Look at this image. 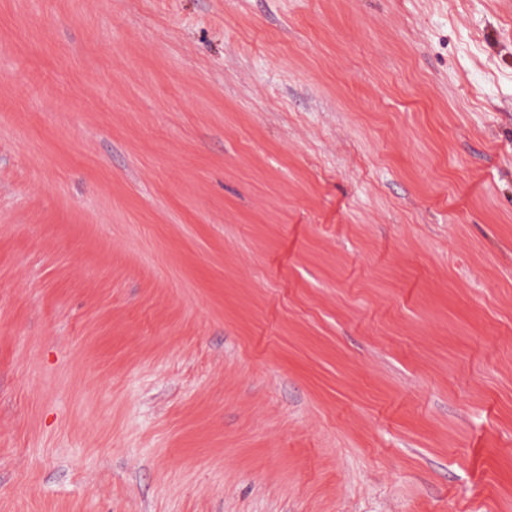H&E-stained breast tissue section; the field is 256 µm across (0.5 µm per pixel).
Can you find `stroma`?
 I'll list each match as a JSON object with an SVG mask.
<instances>
[{
    "mask_svg": "<svg viewBox=\"0 0 512 512\" xmlns=\"http://www.w3.org/2000/svg\"><path fill=\"white\" fill-rule=\"evenodd\" d=\"M0 512H512V0H0Z\"/></svg>",
    "mask_w": 512,
    "mask_h": 512,
    "instance_id": "obj_1",
    "label": "stroma"
}]
</instances>
